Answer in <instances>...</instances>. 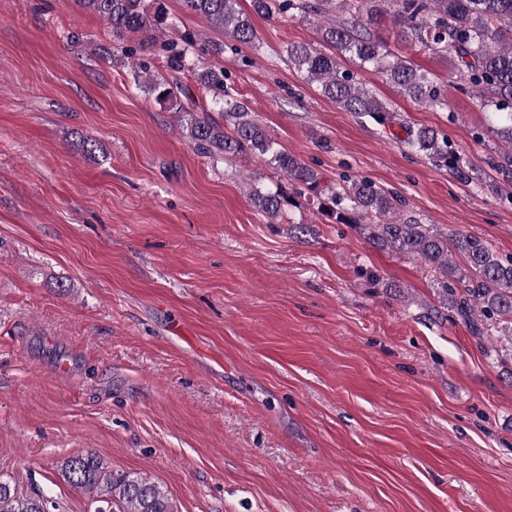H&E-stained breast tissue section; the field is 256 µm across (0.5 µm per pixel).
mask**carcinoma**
I'll list each match as a JSON object with an SVG mask.
<instances>
[{
	"mask_svg": "<svg viewBox=\"0 0 512 512\" xmlns=\"http://www.w3.org/2000/svg\"><path fill=\"white\" fill-rule=\"evenodd\" d=\"M80 5L102 17L121 37L142 34L156 45L158 34L167 30L173 37L159 44L170 69L192 74L211 99V107L224 117L216 121L208 111L186 119L189 139L204 155L246 152L269 157L288 187L273 181L252 186L249 198L266 218L276 221L296 196L314 194L317 210L329 222L348 224L375 249L413 258L432 273L440 303L464 321L472 335L484 334L492 320L512 322V259L502 260L488 242L471 233L443 232L434 224L400 211L401 201L365 178H343L327 195L320 190L321 176L310 166L281 150L259 124L250 108L238 100L225 83L224 68L205 61L204 56L224 54L226 43L196 49L192 32L181 33L160 0L154 10L145 0H78ZM184 9L240 44L256 39L250 17L238 8V0H182ZM255 14L269 20L286 18L321 19L320 39L324 50L310 43L288 44L287 60L320 93L342 110L389 128V135L403 148L425 156L437 166L451 170L465 182L482 181L474 171L460 165L448 151V137L423 126L391 130L393 115L387 103L356 76L338 67L336 58L351 55L359 67L384 74L386 79L414 102L429 106L445 104L435 77L398 56L377 35L384 16L398 26L401 41L420 45L453 61L454 68L476 96L479 108L488 113L487 131L505 143L492 161L496 179L493 191L512 195V0H251ZM157 102L178 105L181 85L177 77L151 74L146 78ZM458 255L462 264L452 260ZM70 483L95 495L93 512H172L163 488L131 473L106 470L99 455L87 452L70 458L65 465ZM56 503L45 493L23 495L8 480L0 479V512H52Z\"/></svg>",
	"mask_w": 512,
	"mask_h": 512,
	"instance_id": "1",
	"label": "carcinoma"
}]
</instances>
